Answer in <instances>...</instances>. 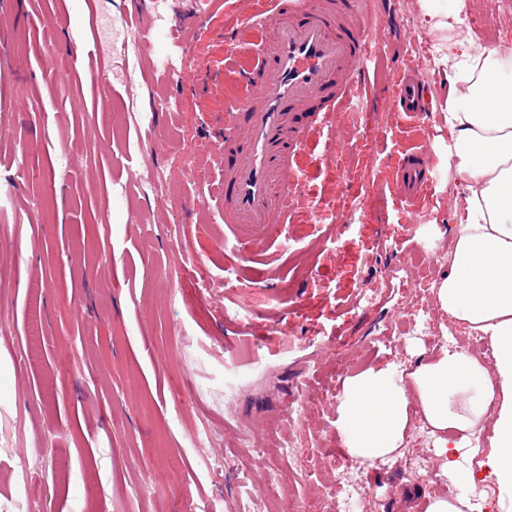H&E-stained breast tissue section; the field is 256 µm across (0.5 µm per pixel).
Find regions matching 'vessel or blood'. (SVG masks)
Wrapping results in <instances>:
<instances>
[{"instance_id": "1", "label": "vessel or blood", "mask_w": 512, "mask_h": 512, "mask_svg": "<svg viewBox=\"0 0 512 512\" xmlns=\"http://www.w3.org/2000/svg\"><path fill=\"white\" fill-rule=\"evenodd\" d=\"M288 14L274 33L272 65L239 70L247 92L215 133L224 158V221L236 225L240 246L257 248L260 230L288 220L298 196L293 157L305 149L313 131L332 128L339 105L353 91L359 64L374 56L382 40L376 19L356 23L358 0H249L238 25L225 34V48L253 35L268 6ZM397 111L425 113L423 81L404 75L396 93ZM428 149L407 156L401 169L406 201L419 199L434 182Z\"/></svg>"}]
</instances>
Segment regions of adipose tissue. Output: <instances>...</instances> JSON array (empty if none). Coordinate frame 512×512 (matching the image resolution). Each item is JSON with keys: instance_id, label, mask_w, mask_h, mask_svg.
<instances>
[{"instance_id": "adipose-tissue-1", "label": "adipose tissue", "mask_w": 512, "mask_h": 512, "mask_svg": "<svg viewBox=\"0 0 512 512\" xmlns=\"http://www.w3.org/2000/svg\"><path fill=\"white\" fill-rule=\"evenodd\" d=\"M419 4L453 73L441 112L448 157L465 183L436 299L445 314L487 338L493 360L481 362L454 343L441 345L404 382L389 366L360 373L348 382L337 429L350 456L371 466L402 447L409 409L417 407L451 473L470 457V437L491 430L484 464L500 512H512V84L497 79L512 61L497 48L448 37V0Z\"/></svg>"}]
</instances>
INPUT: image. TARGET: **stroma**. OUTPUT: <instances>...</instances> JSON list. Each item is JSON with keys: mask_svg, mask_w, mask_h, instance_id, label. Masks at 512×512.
<instances>
[{"mask_svg": "<svg viewBox=\"0 0 512 512\" xmlns=\"http://www.w3.org/2000/svg\"><path fill=\"white\" fill-rule=\"evenodd\" d=\"M387 7L355 98L297 159L289 223L247 261L222 222L211 138L243 92L234 69L271 63L287 16L229 57L232 0L0 11V512H235L255 489L252 512H426L430 497L455 498L461 479L433 444L409 435L363 467L342 449L338 401H309L298 423L286 415L303 391L409 371L443 336L467 338L431 288L395 275L420 252L433 280L447 273L463 182L443 152L449 83L435 37L418 0ZM460 18L475 41L512 52V13L497 0H465ZM82 44L93 53L78 62ZM403 66L423 77L429 116L396 112ZM19 85L36 111H14ZM425 143L436 178L411 205L397 173ZM21 155L43 178L18 177ZM149 167L161 188L143 183ZM423 308L431 330L404 333ZM243 432L255 450L239 448ZM283 444L274 465L257 454Z\"/></svg>", "mask_w": 512, "mask_h": 512, "instance_id": "stroma-1", "label": "stroma"}]
</instances>
